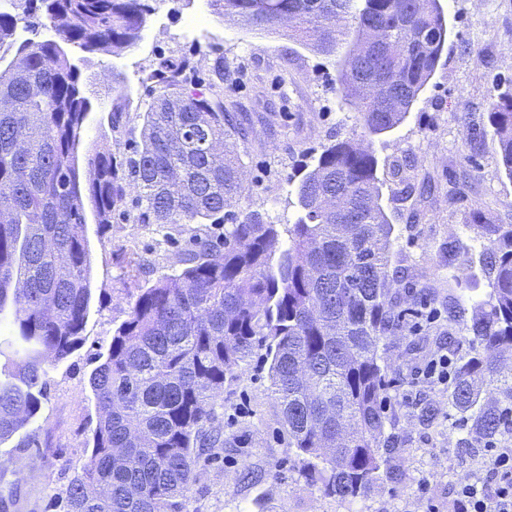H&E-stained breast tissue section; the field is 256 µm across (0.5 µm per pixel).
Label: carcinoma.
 I'll list each match as a JSON object with an SVG mask.
<instances>
[{
	"label": "carcinoma",
	"instance_id": "cac0c4a2",
	"mask_svg": "<svg viewBox=\"0 0 512 512\" xmlns=\"http://www.w3.org/2000/svg\"><path fill=\"white\" fill-rule=\"evenodd\" d=\"M211 0L221 19L292 37L331 55L355 24L338 61V92L365 132L396 128L434 75L448 38L440 0ZM147 0H13L0 8V47L14 55L0 70V311L13 307L7 341L25 358L0 380V441L30 429L48 389L44 350L59 362L83 343L90 299L85 199L97 223L126 214V185L140 194L138 224L231 221L220 244L195 237L184 268L140 290L89 384L98 411L89 460L72 478L64 512H183L182 498L211 449L224 445L209 405L227 374L265 351L271 388L292 447L327 495L363 496L387 468V367L380 344L403 326L401 293L414 295L392 266L393 225L381 205L371 147L348 139L326 146L297 186L300 214L283 244L254 212L227 211L246 191L240 145L246 132L224 111V74L208 93L184 88L196 68L164 62V91L143 116L141 146L124 169L112 154L89 158L82 188L78 149L87 114L82 69L70 55L118 53L146 25ZM38 17L18 33L19 15ZM512 177V88L488 112ZM344 205L326 211L322 196ZM483 273L489 293L474 305L469 351L459 357L448 407L470 424L463 448L512 436V224H488Z\"/></svg>",
	"mask_w": 512,
	"mask_h": 512
}]
</instances>
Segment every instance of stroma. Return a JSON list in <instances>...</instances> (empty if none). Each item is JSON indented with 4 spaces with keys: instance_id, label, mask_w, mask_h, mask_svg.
I'll list each match as a JSON object with an SVG mask.
<instances>
[{
    "instance_id": "stroma-1",
    "label": "stroma",
    "mask_w": 512,
    "mask_h": 512,
    "mask_svg": "<svg viewBox=\"0 0 512 512\" xmlns=\"http://www.w3.org/2000/svg\"><path fill=\"white\" fill-rule=\"evenodd\" d=\"M140 41L122 52L88 56L82 70L99 96L81 135L80 158L104 148L114 160L140 145L143 112L162 91L161 62L200 61L195 90H206L216 66L224 68V105L243 115L249 134L241 148L246 194L237 216L257 211L286 229L298 215V175L335 139L371 145L379 161L382 206L395 228L393 265L406 267L420 297L441 318L412 333L388 338L383 357L390 385L384 406L397 482L376 484L353 501L324 495L306 477L288 444L279 406L261 356L224 382L213 403L214 426L224 446L199 464L186 491L184 512H448L456 487L485 476L497 449L512 438L461 447L466 437L448 414V388L415 381L416 367L447 342L465 341L473 304L489 290L479 259L487 224H512V178L502 167L487 121L491 104L512 87V0H441L449 22L448 48L434 78L405 120L391 132L365 136L359 112L337 92V60L347 50L318 53L296 39L248 30L215 15L208 0H150ZM124 83L113 87V73ZM125 113L123 132L111 111ZM481 128L472 142L473 128ZM91 301L84 343L67 360L46 353L49 387L33 426L40 447L23 449L25 433L0 442V492L19 496L20 512H49L69 481L81 474L97 422L89 375L127 320L139 289L178 273L191 236L218 237L216 226L139 224L133 217L99 226L87 214ZM457 240L456 265L444 256ZM438 416L422 420L424 406Z\"/></svg>"
}]
</instances>
